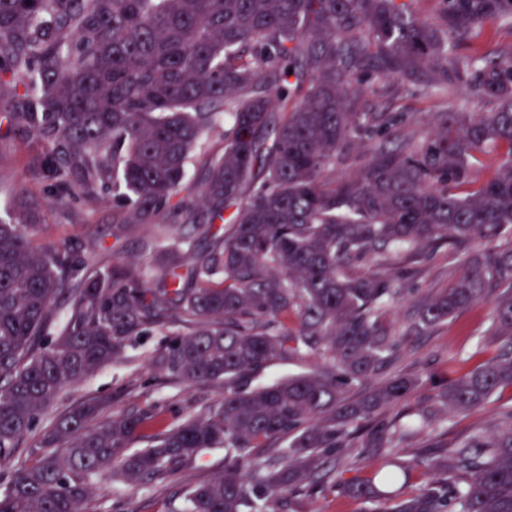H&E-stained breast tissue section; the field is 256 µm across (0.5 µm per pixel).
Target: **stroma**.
<instances>
[{"label": "stroma", "instance_id": "35a3bbf8", "mask_svg": "<svg viewBox=\"0 0 512 512\" xmlns=\"http://www.w3.org/2000/svg\"><path fill=\"white\" fill-rule=\"evenodd\" d=\"M371 88L358 97L364 110L379 112H409L413 115V128L425 135L433 131L431 116L436 112L452 110L454 105L468 104L471 111H480L477 103L467 102L464 94L454 101L411 97L398 90L393 80L371 77ZM38 145L32 140H17L0 149V211L8 207L20 189L43 193L44 186L30 166ZM118 214L112 206L111 196L83 200L75 204H52L42 215L44 224L41 241L71 240L77 242L81 252L97 256L98 242L105 237ZM460 255L440 247L420 258L419 273L413 286L414 293L396 304L391 319L408 322L414 315L419 300L450 286L460 264ZM491 305L476 304L461 310L426 335L405 341L390 366L391 371L419 374L424 378L421 387L402 404L403 409L414 412L429 404L435 394L434 386L456 370H468L498 356L503 342L488 335ZM168 341L164 332L156 331L140 337L123 357L107 365L82 382L66 387L57 404L40 416L37 426L45 428L51 421L71 407L90 399L108 398L113 412L154 410L159 416V429L177 424L200 405L211 404L221 396L219 386L199 384L187 386L152 366L155 353ZM512 407V388L495 393L484 405L463 414L439 407L442 427L438 432L415 434L406 440L408 451L452 447L458 440L476 429H487L496 424L502 412ZM224 466V451L209 448L201 451L192 469L180 473L174 480L162 484L137 487L113 481L111 475L99 476L93 487L87 512H169L170 504L180 490L210 478Z\"/></svg>", "mask_w": 512, "mask_h": 512}]
</instances>
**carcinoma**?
<instances>
[{
	"label": "carcinoma",
	"instance_id": "obj_1",
	"mask_svg": "<svg viewBox=\"0 0 512 512\" xmlns=\"http://www.w3.org/2000/svg\"><path fill=\"white\" fill-rule=\"evenodd\" d=\"M412 2L0 0V98L15 100L0 111V147L38 142L36 171L62 204L112 192V237L153 227L142 249L159 259L152 274L36 243L42 200L26 191L0 215V464L65 387L159 328L177 331L154 356L161 371L222 388L163 432H151L152 410L106 419V400L72 407L27 449L29 462L0 474V512H86L97 476L164 482L203 448L224 449V470L171 512H313L301 490L334 480L371 512H512V408L399 498L390 488L417 463L395 451L400 422L431 429L436 415L369 422L419 379L396 374L351 397L401 337L482 301L508 352L439 384L437 400L466 413L512 388V248L466 257L413 321L387 319L425 249L512 236V47L460 52L488 25L512 32V0H440L434 22ZM373 74L409 94L462 90L493 109L436 112L438 130L422 139L404 132L408 112L360 110L355 94ZM212 133L224 149L190 181L191 153ZM354 145L357 172L336 178ZM503 145L497 175L478 182L479 158ZM197 220L214 240L207 253L181 232ZM63 293L71 307L53 333ZM311 356L322 358L315 370L253 384ZM370 448L390 449V465L336 478L347 454Z\"/></svg>",
	"mask_w": 512,
	"mask_h": 512
}]
</instances>
